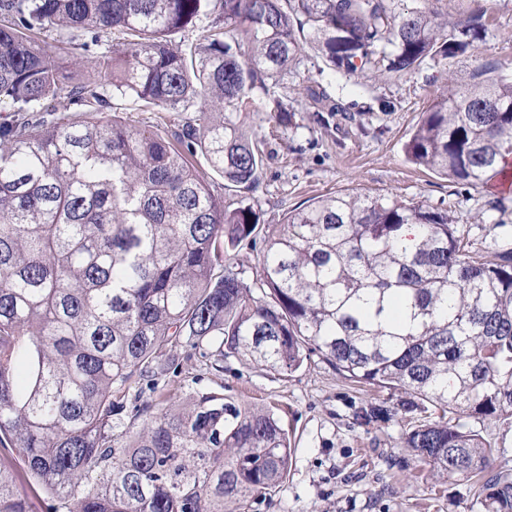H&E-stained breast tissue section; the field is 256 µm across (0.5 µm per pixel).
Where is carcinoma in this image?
Here are the masks:
<instances>
[{"label": "carcinoma", "mask_w": 512, "mask_h": 512, "mask_svg": "<svg viewBox=\"0 0 512 512\" xmlns=\"http://www.w3.org/2000/svg\"><path fill=\"white\" fill-rule=\"evenodd\" d=\"M431 2L0 0V446L53 512L242 510L280 485L291 442L271 410L212 391L140 401L180 348L218 372L246 357L289 375L316 355L408 395L355 408L358 425L429 402L440 416L406 429L403 447L475 485L480 512H512V468L479 429L512 425V239L487 252L446 209L338 193L268 232L249 277L228 252L258 213L224 205L189 162L199 152L227 185L258 183L262 154L224 113L270 94L305 39L345 77L475 56L484 10ZM207 7L211 25L173 46ZM43 33L68 51L48 52ZM108 33L98 80L73 79L75 56ZM496 71L448 73L405 146L413 163L473 189L503 175L512 78ZM63 95L56 117L44 103ZM115 97L195 116L169 139L105 117ZM407 224L423 229L411 246ZM0 512H29L2 466Z\"/></svg>", "instance_id": "obj_1"}]
</instances>
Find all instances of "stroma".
<instances>
[{
  "instance_id": "stroma-1",
  "label": "stroma",
  "mask_w": 512,
  "mask_h": 512,
  "mask_svg": "<svg viewBox=\"0 0 512 512\" xmlns=\"http://www.w3.org/2000/svg\"><path fill=\"white\" fill-rule=\"evenodd\" d=\"M437 8L456 16L486 10L492 35L481 58L503 64L512 75V0H437ZM470 58L453 64L428 63L408 79L371 73L338 77L321 52L304 46L299 62L280 81L278 92L293 114V127L276 123L266 100L256 97L250 112L231 118L265 156L259 183L252 190L224 186L225 204L245 200L261 216L260 230L231 250L234 265L255 274L265 248V229L289 212L339 192L401 196L414 204L451 211L461 232L494 245L492 224L512 229V189L500 183L484 189L458 184L408 160L404 145L422 111L441 92L449 76L464 78ZM112 113L129 126L172 134L186 115L144 112L131 100L116 98ZM224 391L257 406L271 407L292 442L291 461L270 497L250 501L245 512H477L469 484L448 483L414 462L402 442L398 421L368 427L353 425L354 404L390 397V390L363 386L311 357L297 372L278 375L240 358L216 373L209 360H182L179 373H163L156 391L171 398L184 391ZM29 512H48L51 500L28 472L18 451L0 447Z\"/></svg>"
}]
</instances>
